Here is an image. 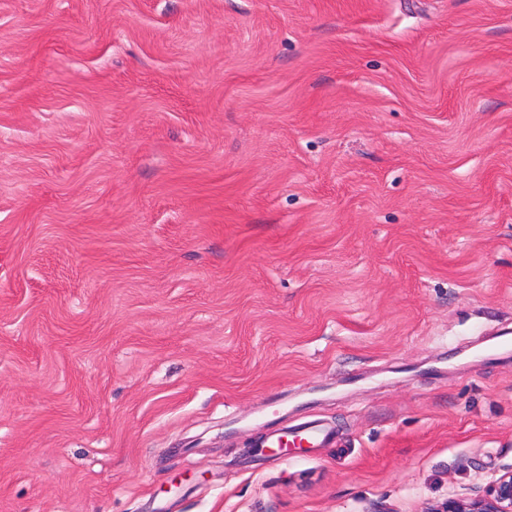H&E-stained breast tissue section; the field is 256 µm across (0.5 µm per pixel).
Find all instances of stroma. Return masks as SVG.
<instances>
[{"label": "stroma", "instance_id": "1", "mask_svg": "<svg viewBox=\"0 0 512 512\" xmlns=\"http://www.w3.org/2000/svg\"><path fill=\"white\" fill-rule=\"evenodd\" d=\"M510 469L512 0H0V512Z\"/></svg>", "mask_w": 512, "mask_h": 512}]
</instances>
